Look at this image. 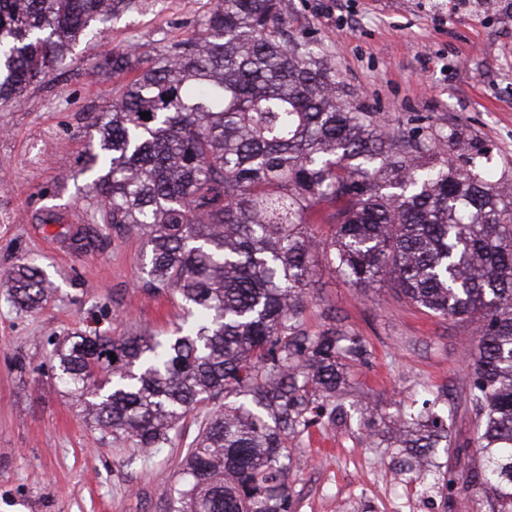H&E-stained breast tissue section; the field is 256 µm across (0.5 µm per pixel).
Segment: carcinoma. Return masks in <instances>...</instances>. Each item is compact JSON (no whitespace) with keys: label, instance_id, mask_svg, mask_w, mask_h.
<instances>
[{"label":"carcinoma","instance_id":"1","mask_svg":"<svg viewBox=\"0 0 512 512\" xmlns=\"http://www.w3.org/2000/svg\"><path fill=\"white\" fill-rule=\"evenodd\" d=\"M111 19L112 0H0V105ZM286 19V0H217L203 31L154 61L131 49L97 61L106 77L138 75L92 117L78 175L103 198L107 223L146 236L150 288L173 289L189 317L163 339L67 336L55 379L88 424L141 453L234 390L238 401L201 422L173 512H288V435L336 422L347 366L369 360L344 325L302 328L321 247L360 294L387 283L472 326L471 377L449 412L474 414L477 467L457 478L435 460L462 451L434 411L445 388L400 410L390 445L407 451L411 480L512 512V179L488 170L473 142L462 162L448 159L455 131L429 142L381 124L287 35ZM321 211L333 224L325 239L308 220ZM38 222L59 225L76 253L97 242L90 225L53 210ZM6 278L17 305L41 306L35 260Z\"/></svg>","mask_w":512,"mask_h":512}]
</instances>
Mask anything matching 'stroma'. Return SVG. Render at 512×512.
<instances>
[{"instance_id":"stroma-1","label":"stroma","mask_w":512,"mask_h":512,"mask_svg":"<svg viewBox=\"0 0 512 512\" xmlns=\"http://www.w3.org/2000/svg\"><path fill=\"white\" fill-rule=\"evenodd\" d=\"M217 0H121L103 35L82 41L64 64L0 107V273L37 259L51 294L42 307H16L0 285V512H171L183 460L202 413L170 443L143 457L87 424L53 380L59 337L165 336L185 317L171 290L147 288L140 232L110 230L75 253L35 216L51 208L77 224L101 208L72 174L85 161L92 116L135 78H99L106 50L157 57L201 32ZM288 31L324 56L351 98L380 120L426 134L458 131L486 151L487 165L512 175V16L500 0H288ZM336 315L363 336L368 365L349 369L342 407L375 408L393 431L400 398L467 380L468 329L400 300L389 286L362 296L319 261L305 294L303 327L315 333ZM353 422L315 425L289 438V512H408L420 498L400 472L396 449L367 443ZM421 512H460L461 496L420 498Z\"/></svg>"}]
</instances>
